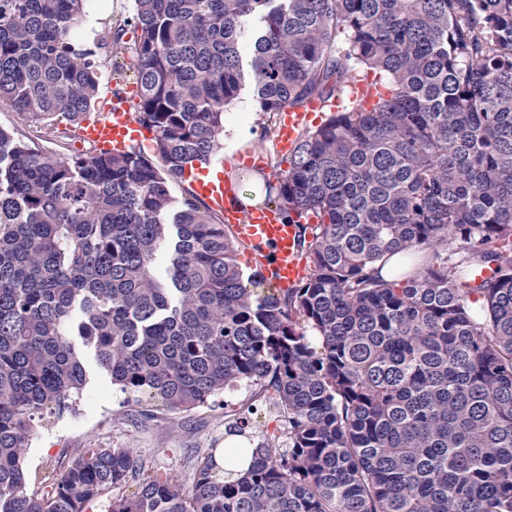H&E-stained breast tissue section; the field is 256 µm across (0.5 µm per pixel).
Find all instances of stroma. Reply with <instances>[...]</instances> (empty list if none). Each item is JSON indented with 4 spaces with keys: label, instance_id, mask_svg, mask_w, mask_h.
Masks as SVG:
<instances>
[{
    "label": "stroma",
    "instance_id": "obj_1",
    "mask_svg": "<svg viewBox=\"0 0 512 512\" xmlns=\"http://www.w3.org/2000/svg\"><path fill=\"white\" fill-rule=\"evenodd\" d=\"M133 0H97L83 23V42L108 40L106 20L129 17ZM266 114L259 112L251 93L229 105L224 116V145L219 152L231 160L239 151L261 153L268 161L263 173L274 181L281 157L275 137L265 135ZM89 376L77 413L43 419L30 447L25 464L31 476L46 472L62 474L73 463L81 448H131L154 470L168 474L183 490H190L193 467L212 449L224 448L226 427L232 418H247L246 434L252 440L283 436L277 415L269 409L250 411L249 388L220 393L205 405L190 411L169 410L152 401L135 402L116 386L100 368L90 351H83Z\"/></svg>",
    "mask_w": 512,
    "mask_h": 512
}]
</instances>
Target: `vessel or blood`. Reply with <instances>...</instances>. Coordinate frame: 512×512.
Wrapping results in <instances>:
<instances>
[{"label": "vessel or blood", "mask_w": 512, "mask_h": 512, "mask_svg": "<svg viewBox=\"0 0 512 512\" xmlns=\"http://www.w3.org/2000/svg\"><path fill=\"white\" fill-rule=\"evenodd\" d=\"M323 109L318 100L302 107H285L281 112L280 149L292 151L299 132L307 129ZM145 133L133 110L132 98L123 93L98 116L83 122L80 130L82 139L108 151L139 145ZM190 185L234 229L269 288L285 290L300 285L307 275L306 254L301 245L303 225L286 222L274 205L243 207L232 176L220 173L210 179L198 177Z\"/></svg>", "instance_id": "1"}]
</instances>
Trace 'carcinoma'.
I'll use <instances>...</instances> for the list:
<instances>
[{
    "label": "carcinoma",
    "mask_w": 512,
    "mask_h": 512,
    "mask_svg": "<svg viewBox=\"0 0 512 512\" xmlns=\"http://www.w3.org/2000/svg\"><path fill=\"white\" fill-rule=\"evenodd\" d=\"M133 2L92 49L89 0H0V102L41 130L0 129V512H86L131 480L108 512H512V0ZM101 53L130 58L154 155L44 147L90 115ZM246 88L269 114L347 100L275 174L288 222L318 218L283 293L171 192ZM79 344L170 410L247 386L288 446L212 453L187 493L130 448H83L32 489L35 421L86 384Z\"/></svg>",
    "instance_id": "1"
}]
</instances>
